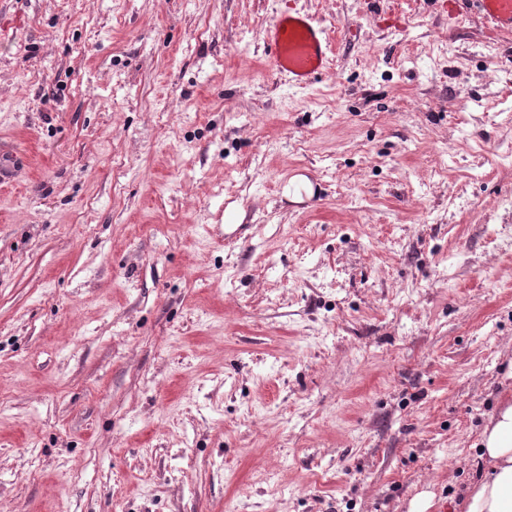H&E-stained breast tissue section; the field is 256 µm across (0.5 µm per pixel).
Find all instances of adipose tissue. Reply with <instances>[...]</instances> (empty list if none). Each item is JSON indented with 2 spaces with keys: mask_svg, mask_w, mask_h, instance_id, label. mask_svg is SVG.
Masks as SVG:
<instances>
[{
  "mask_svg": "<svg viewBox=\"0 0 512 512\" xmlns=\"http://www.w3.org/2000/svg\"><path fill=\"white\" fill-rule=\"evenodd\" d=\"M480 474L462 495L459 512H512V401H502L479 441Z\"/></svg>",
  "mask_w": 512,
  "mask_h": 512,
  "instance_id": "adipose-tissue-1",
  "label": "adipose tissue"
}]
</instances>
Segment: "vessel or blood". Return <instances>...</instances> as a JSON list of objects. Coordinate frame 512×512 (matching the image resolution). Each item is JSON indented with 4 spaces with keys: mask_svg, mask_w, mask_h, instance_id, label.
<instances>
[{
    "mask_svg": "<svg viewBox=\"0 0 512 512\" xmlns=\"http://www.w3.org/2000/svg\"><path fill=\"white\" fill-rule=\"evenodd\" d=\"M451 2L456 14H474L489 32L512 36V0ZM264 41L279 72L287 75L295 85H309L327 69L326 31L308 13L297 12L278 17L266 29Z\"/></svg>",
    "mask_w": 512,
    "mask_h": 512,
    "instance_id": "b4317fda",
    "label": "vessel or blood"
}]
</instances>
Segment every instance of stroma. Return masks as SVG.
<instances>
[{
  "label": "stroma",
  "instance_id": "35a3bbf8",
  "mask_svg": "<svg viewBox=\"0 0 512 512\" xmlns=\"http://www.w3.org/2000/svg\"><path fill=\"white\" fill-rule=\"evenodd\" d=\"M325 27L326 73L265 28ZM0 512H448L512 397V37L440 0H0ZM264 41L279 72L295 85L307 86L327 69L326 31L308 13L278 17L265 30Z\"/></svg>",
  "mask_w": 512,
  "mask_h": 512
}]
</instances>
